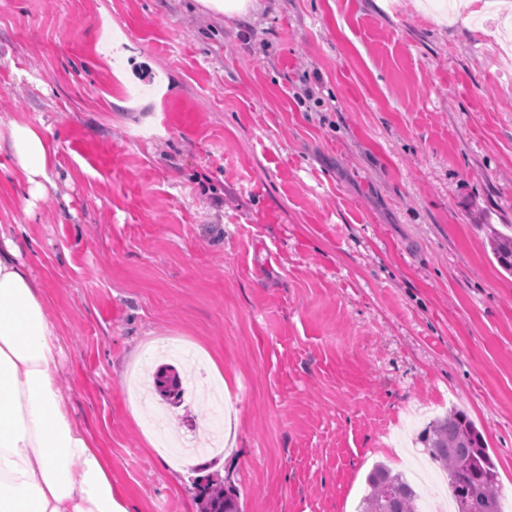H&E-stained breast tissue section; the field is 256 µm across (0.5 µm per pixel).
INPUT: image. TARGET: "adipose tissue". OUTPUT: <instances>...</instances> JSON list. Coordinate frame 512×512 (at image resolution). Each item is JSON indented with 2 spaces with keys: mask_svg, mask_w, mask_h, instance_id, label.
<instances>
[{
  "mask_svg": "<svg viewBox=\"0 0 512 512\" xmlns=\"http://www.w3.org/2000/svg\"><path fill=\"white\" fill-rule=\"evenodd\" d=\"M0 178L43 195L57 145L45 129L10 123ZM61 347L46 299L11 239L0 240V512H133L112 485V462L71 418L56 382Z\"/></svg>",
  "mask_w": 512,
  "mask_h": 512,
  "instance_id": "adipose-tissue-1",
  "label": "adipose tissue"
}]
</instances>
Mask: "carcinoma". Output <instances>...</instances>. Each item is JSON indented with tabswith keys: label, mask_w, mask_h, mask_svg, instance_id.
Here are the masks:
<instances>
[{
	"label": "carcinoma",
	"mask_w": 512,
	"mask_h": 512,
	"mask_svg": "<svg viewBox=\"0 0 512 512\" xmlns=\"http://www.w3.org/2000/svg\"><path fill=\"white\" fill-rule=\"evenodd\" d=\"M492 254L500 267L512 274V225L492 229ZM156 392L180 401L181 377L168 365L154 374ZM433 460L448 473V487L456 512H502L498 473L482 432L459 410L433 420L418 435ZM203 512H240L237 495L210 479L199 485ZM418 492L401 473L383 464L366 478V493L359 512H418Z\"/></svg>",
	"instance_id": "1"
}]
</instances>
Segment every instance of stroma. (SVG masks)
<instances>
[{"label":"stroma","mask_w":512,"mask_h":512,"mask_svg":"<svg viewBox=\"0 0 512 512\" xmlns=\"http://www.w3.org/2000/svg\"><path fill=\"white\" fill-rule=\"evenodd\" d=\"M501 18L411 0H0V122L50 127L47 194L0 183L70 413L136 512H357L375 463L449 407L483 432L512 512V57ZM24 232H17V225ZM201 390L153 420L156 344ZM192 439L199 462L169 453ZM200 3L215 13L228 16L240 15L255 7L252 0H201ZM512 225L509 224L504 230L492 229L490 244L492 254L500 267L512 274ZM214 482L207 478L205 484L199 485L198 497L204 505L202 512H240L237 495Z\"/></svg>","instance_id":"obj_1"}]
</instances>
